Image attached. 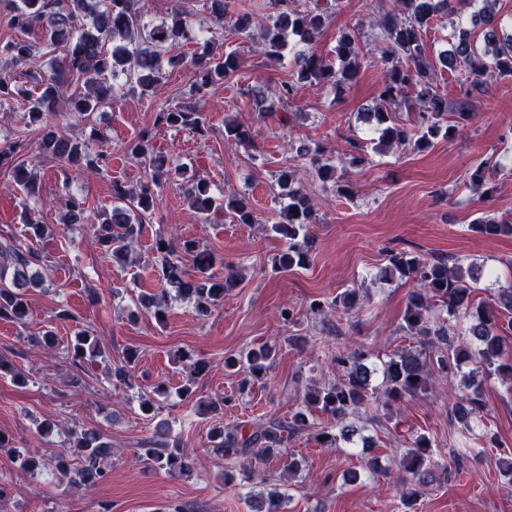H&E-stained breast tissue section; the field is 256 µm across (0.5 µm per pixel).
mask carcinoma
<instances>
[{"instance_id":"1","label":"carcinoma","mask_w":512,"mask_h":512,"mask_svg":"<svg viewBox=\"0 0 512 512\" xmlns=\"http://www.w3.org/2000/svg\"><path fill=\"white\" fill-rule=\"evenodd\" d=\"M397 2L398 13L379 11L374 17L387 47L380 56L382 78L377 99L381 107L366 113L365 121L378 133V144L389 147L404 144L409 132L397 122L390 107L404 98L406 90L416 88L418 95L411 103L416 112L415 146L426 149L439 137L449 139L467 125L475 115V105L486 95L490 85L512 77V34L500 33L498 19L490 7L495 0H482L484 6L470 14V23L483 28V45L472 40L471 32L463 24L453 27L450 49L441 54L442 63L454 72H464L465 79L459 101L450 103L433 84V63L423 31L436 17L455 12L453 0ZM230 7L231 0H209L211 23L220 26L228 23ZM272 9L260 52L274 64L284 59L289 38L294 37L297 42L308 45L325 26V16L315 7L297 10L288 7V0H272ZM187 15L188 10H178L171 24L149 28L142 22L137 0H0L1 22L17 32L41 27L50 43L60 48L59 59L40 80L39 93L23 114V128L16 130L12 140L4 137L5 145L0 147V166L9 168L15 185L28 196L38 193L34 176L17 158V152L26 140L24 133L31 129L39 132L37 148L41 154L72 171L99 172L102 155L90 152L86 142L70 135L67 127H61L55 121L58 100L68 96L71 113L84 118L119 95L149 94L159 79V63L167 52V45L188 37ZM356 41V35L350 31L339 36L336 63L313 53L297 52L293 58L295 81L271 89L270 96L287 100L293 96L296 86L304 83L320 84L328 87L335 96H343L358 75ZM31 53L32 45L23 40L0 45V58L7 64L25 59ZM192 65L194 92L200 94L239 70L241 61L232 52L217 54L205 45L192 58ZM118 72L127 78V85L121 88L111 81ZM449 115L454 117L452 124L448 123ZM156 124L189 129L198 134L206 132L203 113L191 108H162L157 112ZM224 135L239 143L250 140L248 126L234 120L224 123ZM152 139V132L145 129L126 147V152L149 171L151 182L136 188L117 182L112 184L118 204L111 211L102 213V218L93 227L94 243L100 252L112 256L127 268L135 267L143 226L153 217L157 205L155 188L176 177L184 181L185 197L203 221L209 222L217 214L224 213L238 224L257 222L249 200L242 196H218L206 176L188 175L179 167H171L154 149ZM292 151L308 159L317 178L324 183H333L338 194L350 196L354 193L351 184L338 179L332 157L318 150L313 152L300 141L292 144ZM276 185L280 194L288 199L278 221L270 225L271 233L288 241L276 264L285 270L304 268L309 265L313 250L314 241L309 236L308 227L316 223V207L297 185L292 173L280 172ZM66 208L70 223L85 221L87 207L84 199L70 196L66 199ZM470 228L474 233L489 237L512 234V223L488 217L477 219ZM43 232L44 225L30 221L26 224L23 241L12 239L0 244V320L21 321L29 313L26 289L42 285L39 273L31 267L39 261L37 242ZM151 249L158 288L141 294L139 304L158 325L166 322L169 300H189L197 312L205 316L224 301L225 293L235 287L239 279L234 269L218 275L214 271L218 258L200 249L194 239L174 241L158 236ZM181 256L191 258L193 273L179 265ZM481 277L482 270L476 266L464 270L448 267L446 259L429 260L404 252L391 254L381 269L380 278L413 283L401 329L415 338L417 345L393 353L378 368L372 364L375 354L361 344L334 354L332 361L336 363L339 379L307 394L300 409L284 424L259 423L248 433L237 425L224 424V408L232 406L231 397L209 400L205 410L214 417L207 435L212 451L236 459L250 455L256 459L279 456L287 446L290 434L309 426L308 414L312 411H320L331 418L330 423L316 434V437L324 438L323 447L336 448L339 442L352 443L356 438L367 446L369 439L363 436L364 427L353 415L365 405L376 372L382 376L381 390L386 404L431 392L441 379L462 372L465 365L473 362L487 379L499 376L512 380V364L500 362L504 351L500 321L512 328V283L498 287L489 302H476L473 295ZM362 299L361 289L351 288L329 302L313 301L310 310L326 317L340 307L353 309ZM463 318L469 321L465 335L470 340L457 344L449 327ZM42 342L50 349L62 344L76 382L93 364L110 358L100 337L86 330L77 331L62 342L49 330L42 336ZM274 356L275 349L268 345L249 348L224 358V369L242 371L249 382L261 384L268 377ZM175 359L187 369L180 395L192 399L196 395V383L208 369V364L186 349L178 350ZM138 361V351H126L120 363L110 368L113 383L134 389L136 382L132 371ZM168 396V386L163 382L137 395L145 421L151 422L159 415L161 401ZM483 409L481 387L477 386L456 402L452 414L464 424L479 417ZM68 441L71 453L45 457L27 448L9 445V440L0 434V448L8 449L16 467L31 477L51 465L66 479L70 492H84L103 482L108 477L112 457V443L108 438L98 430L73 423L68 427ZM133 458L137 463L171 476L186 475L193 468L191 456L171 439L162 423L155 425L153 432L138 442ZM398 465L403 473L401 502L408 508L416 501V487L427 484L428 477L432 476L434 444L430 438L423 434L412 435L409 448ZM286 499L285 493L273 490L255 501L254 510L281 512Z\"/></svg>"}]
</instances>
